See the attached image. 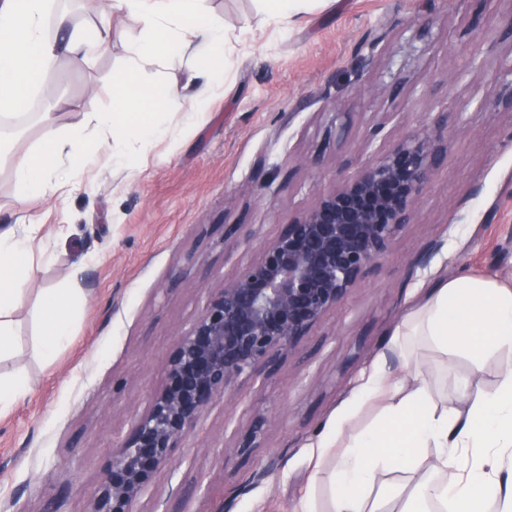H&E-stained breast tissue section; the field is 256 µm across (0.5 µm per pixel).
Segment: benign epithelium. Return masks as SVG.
<instances>
[{
    "instance_id": "1",
    "label": "benign epithelium",
    "mask_w": 512,
    "mask_h": 512,
    "mask_svg": "<svg viewBox=\"0 0 512 512\" xmlns=\"http://www.w3.org/2000/svg\"><path fill=\"white\" fill-rule=\"evenodd\" d=\"M446 146L427 131L400 138L357 173L319 191L242 270L207 289L203 309L166 361L165 380L112 453L90 512H132L217 396L270 375L391 251L411 223ZM268 419L237 441L246 452Z\"/></svg>"
}]
</instances>
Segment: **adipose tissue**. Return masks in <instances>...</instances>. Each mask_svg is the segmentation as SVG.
Segmentation results:
<instances>
[{"mask_svg":"<svg viewBox=\"0 0 512 512\" xmlns=\"http://www.w3.org/2000/svg\"><path fill=\"white\" fill-rule=\"evenodd\" d=\"M115 8L135 15L155 37L134 44L126 69L114 77L115 111L70 112L65 135L54 113H38L39 147L14 162L24 197L42 196L50 184L68 181L102 151L113 169L133 168L127 140L146 145L166 136L159 117L167 112L191 121L223 81L226 37L209 15L208 0H113L87 30L56 8L55 0H0V121L27 108L37 78L59 58L106 52ZM160 49L195 59L188 81L162 99L152 94L148 77ZM39 233L36 224L0 230V357L14 350V314L28 292ZM39 297V354L50 363L70 340L79 292L43 288ZM386 350L398 360H413L412 380L398 385L387 364L378 363L330 423L319 453L337 455L332 512H383L366 510L365 501L394 472L414 483L425 512H486L490 502L512 512V362L503 366L493 391H461L456 406L440 403L424 377L428 350L446 357L462 353L477 365L493 353L512 352V283L469 275L437 281L391 332ZM369 400L380 404L376 422L350 430Z\"/></svg>","mask_w":512,"mask_h":512,"instance_id":"1","label":"adipose tissue"}]
</instances>
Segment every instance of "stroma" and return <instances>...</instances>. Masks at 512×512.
<instances>
[{
    "mask_svg": "<svg viewBox=\"0 0 512 512\" xmlns=\"http://www.w3.org/2000/svg\"><path fill=\"white\" fill-rule=\"evenodd\" d=\"M420 0H301L290 22H268L262 0H210L231 41L224 82L191 127L139 150L133 170L91 166L72 191L21 195L0 165V225L36 222L33 285L73 286L80 308L69 345L52 365L33 349L38 297L15 314L17 343L0 375H24L27 395L0 415V512H89L112 451L161 386L178 336L199 316L207 288L245 267L246 245L276 235L333 188L419 128L455 137L423 189L412 224L389 255L304 337L265 380H246L211 401L133 512H296L313 494L330 512L333 463L314 474L330 420L383 358L390 332L428 288L460 274L512 280V0H438L428 25L411 24ZM145 37L130 14L112 16V47L64 58L41 83L36 106L62 99L113 107L112 81L127 47ZM378 40L369 49V40ZM482 52L470 58L467 45ZM491 105L479 111L473 95ZM429 255L427 267L415 259ZM512 356L473 364L425 355L439 400L459 383L492 390ZM267 417L249 454L235 440ZM261 482L253 471L269 460Z\"/></svg>",
    "mask_w": 512,
    "mask_h": 512,
    "instance_id": "obj_1",
    "label": "stroma"
}]
</instances>
